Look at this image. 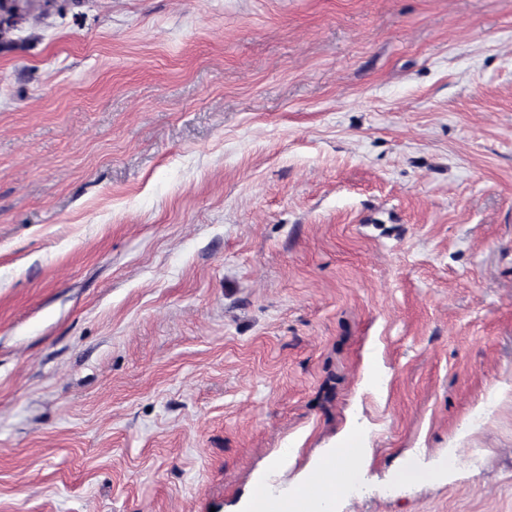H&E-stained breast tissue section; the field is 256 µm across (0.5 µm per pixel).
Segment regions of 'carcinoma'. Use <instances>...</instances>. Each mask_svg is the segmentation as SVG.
<instances>
[{"mask_svg":"<svg viewBox=\"0 0 512 512\" xmlns=\"http://www.w3.org/2000/svg\"><path fill=\"white\" fill-rule=\"evenodd\" d=\"M87 0H0V51L17 45V35L27 25L54 14L62 15L83 7Z\"/></svg>","mask_w":512,"mask_h":512,"instance_id":"cac0c4a2","label":"carcinoma"}]
</instances>
